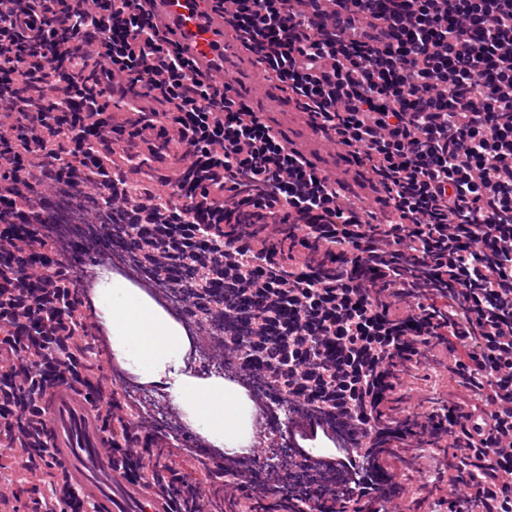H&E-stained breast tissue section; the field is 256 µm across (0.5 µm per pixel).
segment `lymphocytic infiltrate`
Returning a JSON list of instances; mask_svg holds the SVG:
<instances>
[{"label": "lymphocytic infiltrate", "mask_w": 512, "mask_h": 512, "mask_svg": "<svg viewBox=\"0 0 512 512\" xmlns=\"http://www.w3.org/2000/svg\"><path fill=\"white\" fill-rule=\"evenodd\" d=\"M154 2L0 0V456L53 469L40 399L92 372L107 451L166 512H413L402 483L424 473L448 484L430 512H512V0H223L390 224L236 108ZM101 265L183 328L188 373L211 355L252 404L208 490L177 460L218 446L102 363ZM455 338L470 351L445 361ZM446 369L456 401L408 385Z\"/></svg>", "instance_id": "lymphocytic-infiltrate-1"}]
</instances>
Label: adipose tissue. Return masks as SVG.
I'll use <instances>...</instances> for the list:
<instances>
[{"mask_svg": "<svg viewBox=\"0 0 512 512\" xmlns=\"http://www.w3.org/2000/svg\"><path fill=\"white\" fill-rule=\"evenodd\" d=\"M110 322L117 332L113 349L118 358L137 355L148 360L161 359L169 364H180V337L171 334L167 325L131 290L113 287ZM171 393L179 404L199 405L206 417L208 434L223 437L224 417L233 407L232 400L220 393H201L196 385L181 376L176 377Z\"/></svg>", "mask_w": 512, "mask_h": 512, "instance_id": "1", "label": "adipose tissue"}]
</instances>
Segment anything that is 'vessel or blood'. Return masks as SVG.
I'll return each instance as SVG.
<instances>
[{
    "label": "vessel or blood",
    "instance_id": "b4317fda",
    "mask_svg": "<svg viewBox=\"0 0 512 512\" xmlns=\"http://www.w3.org/2000/svg\"><path fill=\"white\" fill-rule=\"evenodd\" d=\"M155 9L175 29L182 50L202 59L211 75L223 77L231 96L244 104L260 103L263 111L289 132V140L319 168L333 175L351 195L373 204L379 220L393 221L391 208L378 205L373 182L341 150L329 149L310 128L300 110L273 96L252 53L224 20L213 0H157ZM48 408L46 433L53 457L61 465V480L92 512H153L146 502L132 498L131 484L118 477L113 457L103 450L98 421L92 419L82 393L66 385L44 397Z\"/></svg>",
    "mask_w": 512,
    "mask_h": 512
}]
</instances>
